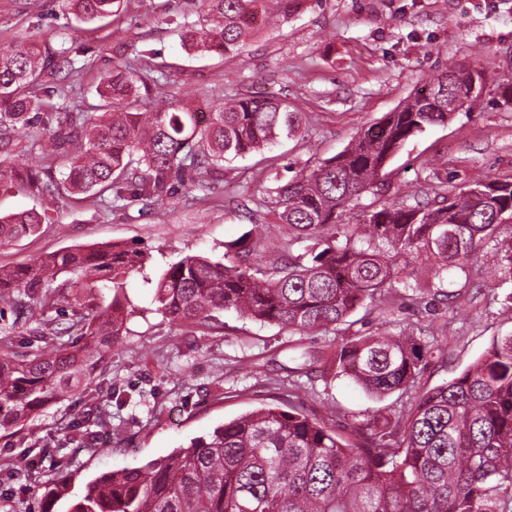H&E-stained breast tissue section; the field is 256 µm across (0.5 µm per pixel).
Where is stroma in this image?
<instances>
[{
    "mask_svg": "<svg viewBox=\"0 0 512 512\" xmlns=\"http://www.w3.org/2000/svg\"><path fill=\"white\" fill-rule=\"evenodd\" d=\"M202 13L200 0H123L119 13L87 24L70 0H0V49L28 40L71 42L70 65L36 88L40 95L53 91L60 112L89 111L103 78L128 64L149 78L154 103L207 113L214 103L247 94L276 96L303 117L300 136L225 163L207 193L195 190L194 170L170 179L159 218L140 203L113 206L108 194L73 195L55 186L46 194L0 190L1 214L50 205L36 235L0 247V266L116 243L151 256L145 273L127 280L125 332L92 385L47 406L23 431H0V486L9 495L0 499V512H38L41 483L16 475L35 443L69 457L80 486L102 471L164 458L263 404L331 414L343 436L356 417L395 405V397L377 401L346 378L327 383L316 376L287 392V333L233 312L220 314L210 329L171 323L157 312L148 280L188 254L223 259L226 244L273 222L274 188L336 156L361 127L395 111L448 67L482 68L483 94L447 124L409 139L362 204L378 207L411 191L435 203L467 185L512 181V104L495 92L499 78L512 73V0H313L230 55L184 50L180 30ZM493 262L492 251L480 254L459 299L440 297L429 308L407 303L386 317L372 314L295 342L316 352L360 331L420 333L441 349L422 382L439 385L470 366L494 337L512 332V304L504 300L512 284L497 287L483 276ZM95 405L111 415L97 447L66 445L59 419Z\"/></svg>",
    "mask_w": 512,
    "mask_h": 512,
    "instance_id": "1",
    "label": "stroma"
}]
</instances>
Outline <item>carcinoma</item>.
Here are the masks:
<instances>
[{"label":"carcinoma","instance_id":"1","mask_svg":"<svg viewBox=\"0 0 512 512\" xmlns=\"http://www.w3.org/2000/svg\"><path fill=\"white\" fill-rule=\"evenodd\" d=\"M309 0H205L201 21L182 34L195 53L232 54L262 28L285 21ZM122 0H72L84 22L119 10ZM69 49L31 42L0 50V184L48 189L51 168L16 167L14 139L34 118L56 110L32 88ZM453 71L433 82L445 93L420 90L401 108L361 130L334 158L276 187L273 212L284 241L262 270L241 261L265 242L246 234L227 245L239 261L186 255L157 277L155 302L170 321L210 326L224 311L293 337L336 330L363 309L417 296L453 300L448 274L484 249L499 255L502 281L512 283V182L491 179L459 189L442 205L404 201L364 209L341 223L389 160L428 126L448 122V97L463 91ZM141 77L115 68L98 87V115L64 112L42 148L59 163L62 186L77 194L112 192V202L159 201L168 178L187 168L211 176L224 162L296 136L300 113L283 99L246 95L214 106L209 118L188 105L143 110ZM46 215L0 214V246L35 234ZM141 248H71L0 269V303L13 316L0 329V429L23 427L49 402L90 379L108 362L125 330L124 294L140 271ZM417 264L431 266L419 280ZM67 275L63 281L58 276ZM112 290V300L99 298ZM65 302L67 326L48 313ZM421 336L358 333L327 357L345 376L381 399L406 395L402 409L380 410L353 423L350 436L331 419L299 407L263 405L214 428L167 457L105 471L73 491L68 458L46 448L50 478L38 512H512V333L498 336L471 366L448 382L421 380L438 357ZM106 415L86 410L68 424L80 448L96 447Z\"/></svg>","mask_w":512,"mask_h":512}]
</instances>
